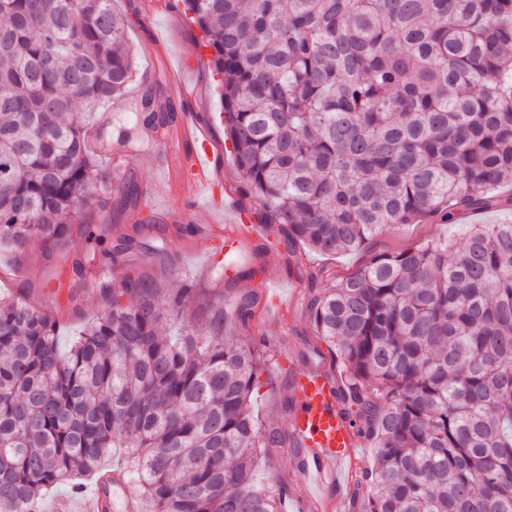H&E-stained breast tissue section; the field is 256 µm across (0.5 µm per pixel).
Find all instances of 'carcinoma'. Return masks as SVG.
I'll use <instances>...</instances> for the list:
<instances>
[{"instance_id": "carcinoma-1", "label": "carcinoma", "mask_w": 512, "mask_h": 512, "mask_svg": "<svg viewBox=\"0 0 512 512\" xmlns=\"http://www.w3.org/2000/svg\"><path fill=\"white\" fill-rule=\"evenodd\" d=\"M223 77L241 190L284 245L367 249L386 229L498 203L512 181V0H182ZM112 0H0V255L20 266L89 224L103 138L86 118L136 75ZM160 79L125 144L161 133ZM136 239L94 252L121 265ZM307 307L345 376L342 413L375 449L352 512H512V224H469L340 278L312 275ZM67 350L58 312L0 298V512H40L124 449L145 512H285L258 473L290 433L251 411L276 364L224 335L257 298L197 320V289L133 271Z\"/></svg>"}]
</instances>
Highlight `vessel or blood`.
I'll return each mask as SVG.
<instances>
[{"mask_svg": "<svg viewBox=\"0 0 512 512\" xmlns=\"http://www.w3.org/2000/svg\"><path fill=\"white\" fill-rule=\"evenodd\" d=\"M168 157L171 162L188 169L192 193H210L213 204L222 206L223 199L216 195L214 186L219 175L210 166L211 148L206 137L194 138L191 154H182L175 146L169 148ZM248 229L246 220L238 219L226 230L206 234L202 246L213 256L234 251L242 244ZM336 387L326 368L320 366L304 373L294 388L295 407L290 429L306 450L301 471L305 477L323 484L334 481L337 466L351 456L353 448L359 444L348 419L341 412ZM123 503V498L115 492L104 491L98 486L84 501L82 512H122Z\"/></svg>", "mask_w": 512, "mask_h": 512, "instance_id": "vessel-or-blood-1", "label": "vessel or blood"}]
</instances>
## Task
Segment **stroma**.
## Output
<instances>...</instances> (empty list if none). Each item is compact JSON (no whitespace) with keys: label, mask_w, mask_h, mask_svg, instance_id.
Returning <instances> with one entry per match:
<instances>
[{"label":"stroma","mask_w":512,"mask_h":512,"mask_svg":"<svg viewBox=\"0 0 512 512\" xmlns=\"http://www.w3.org/2000/svg\"><path fill=\"white\" fill-rule=\"evenodd\" d=\"M116 11L125 13L129 26L125 32L137 64V81L129 86L122 100L97 107L93 118L104 133L114 135L120 127L133 123V102L143 81H151L165 73L164 92L176 113H195L207 131L224 175L225 207H214L207 196L184 199L180 196L177 168L168 167L165 141L140 145L112 143V185L120 187L126 175H134L142 190L139 201L122 210L93 211L91 227L103 242H111L132 233L142 224L141 238L152 248L134 254L128 265L112 267L109 276L121 278L128 268H135L149 281L165 288L180 287L192 281L200 291L201 302L215 294L234 288L254 293L258 302L247 326L231 329L238 340L263 344L279 366L272 379L262 380L252 396V412L262 427L288 429L290 418L281 402L292 391V381L310 367L330 364L327 344L314 332L310 314L301 298L308 290L310 274L321 269L341 272L361 266L369 255L397 254L423 245L428 240L454 234L452 224H405L377 235L368 251L327 256L297 250L288 253L280 242V227L262 225L258 235L247 240L233 253L221 254L219 263H210L199 248V235L182 233V225L191 223L200 229L231 224L237 215L253 218L258 203L239 190L235 159L225 140L220 116V102L215 93L218 81L209 60V50L200 45L201 31L185 13L180 0H114ZM167 171L169 189L151 196L147 187L160 171ZM81 225H74L70 247L47 251L35 246L24 255L20 274L0 266V296L18 289L28 291L32 303L42 305L48 299L58 304L62 334L82 326L103 314L108 304L96 271L85 280L72 273L75 259L92 251ZM76 296L77 309H70L69 296ZM264 481H287L293 490L288 512H302V501L317 495H332V487H318L312 481L300 480L292 448H273L262 469Z\"/></svg>","instance_id":"stroma-1"}]
</instances>
